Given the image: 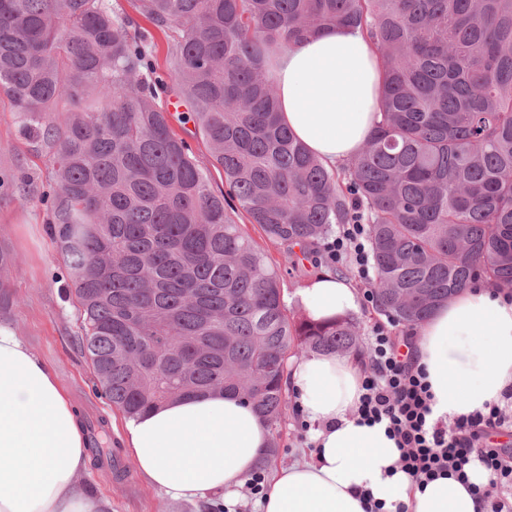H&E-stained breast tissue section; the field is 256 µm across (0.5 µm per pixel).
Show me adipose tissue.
Instances as JSON below:
<instances>
[{
  "mask_svg": "<svg viewBox=\"0 0 512 512\" xmlns=\"http://www.w3.org/2000/svg\"><path fill=\"white\" fill-rule=\"evenodd\" d=\"M283 123L328 167L356 156L378 121V64L367 40L343 28L288 47L270 67ZM307 314L328 320L358 309L355 288L326 271L299 293ZM414 359L425 369L434 418L501 401L512 388V301L486 282L470 284L417 327ZM358 356L315 353L289 364L284 382L309 426L310 460L276 470L259 512H364L363 492L386 512H485L467 484L419 486L399 466L382 424L360 423ZM137 473L176 500L238 492L271 439L265 420L220 391L186 397L127 420ZM87 467L77 414L53 370L12 328L0 325V512H106L77 478Z\"/></svg>",
  "mask_w": 512,
  "mask_h": 512,
  "instance_id": "adipose-tissue-1",
  "label": "adipose tissue"
}]
</instances>
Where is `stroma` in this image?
<instances>
[{"mask_svg":"<svg viewBox=\"0 0 512 512\" xmlns=\"http://www.w3.org/2000/svg\"><path fill=\"white\" fill-rule=\"evenodd\" d=\"M135 0H112L126 13L133 29L150 32L154 42L156 79L169 78L170 33L153 28L134 8ZM27 176L34 191L25 199L18 188H0V247L8 250L13 264L7 284L14 304L0 311V324L10 326L57 374L71 403L81 416L105 417L122 462L120 471L88 468L80 477L97 495L108 500L112 512H201L199 503L175 500L150 487L136 472L125 446L122 413L92 390L93 374L78 344L77 310L65 299L64 266L50 236L51 210L42 195L53 185L46 157L20 132L13 106L0 97V176ZM279 454L275 468L303 459L310 447L308 432L294 409H287L277 428Z\"/></svg>","mask_w":512,"mask_h":512,"instance_id":"1","label":"stroma"}]
</instances>
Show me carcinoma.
Masks as SVG:
<instances>
[{"mask_svg": "<svg viewBox=\"0 0 512 512\" xmlns=\"http://www.w3.org/2000/svg\"><path fill=\"white\" fill-rule=\"evenodd\" d=\"M222 169L217 194L156 103L152 42L108 0H0V96L46 153L50 234L95 391L127 419L231 391L274 426L288 360L357 353L351 317L288 316L282 272L369 225L376 310L425 322L477 276L512 289V0H137ZM343 27L370 43L381 119L325 167L284 125L268 64ZM12 263L0 249L3 280Z\"/></svg>", "mask_w": 512, "mask_h": 512, "instance_id": "1", "label": "carcinoma"}]
</instances>
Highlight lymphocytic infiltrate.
<instances>
[{
	"instance_id": "f902f5d3",
	"label": "lymphocytic infiltrate",
	"mask_w": 512,
	"mask_h": 512,
	"mask_svg": "<svg viewBox=\"0 0 512 512\" xmlns=\"http://www.w3.org/2000/svg\"><path fill=\"white\" fill-rule=\"evenodd\" d=\"M322 258L327 263L350 262L362 279H369L367 225H342ZM411 345V337H397L387 325L376 324L356 415L367 423H385L388 437L398 447L402 470L416 483L442 476L464 482L470 466L477 463L488 472L489 482L475 487V495L487 503L488 512H512V462L505 460L504 449L484 445L491 435H512V394L450 424L435 421L430 386L408 352Z\"/></svg>"
}]
</instances>
